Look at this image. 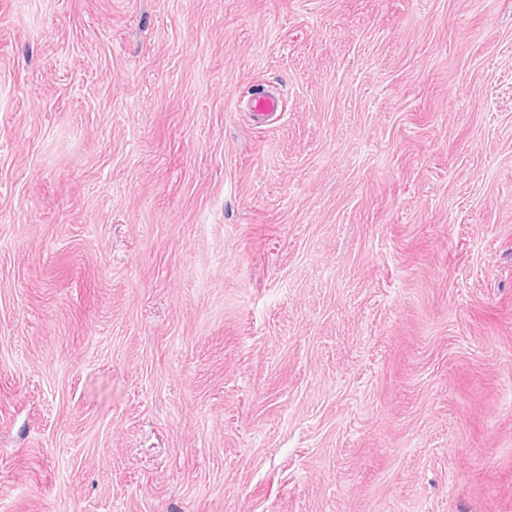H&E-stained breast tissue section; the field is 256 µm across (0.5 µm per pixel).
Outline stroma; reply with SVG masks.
<instances>
[{"mask_svg":"<svg viewBox=\"0 0 512 512\" xmlns=\"http://www.w3.org/2000/svg\"><path fill=\"white\" fill-rule=\"evenodd\" d=\"M0 512H512V0H0Z\"/></svg>","mask_w":512,"mask_h":512,"instance_id":"1","label":"stroma"}]
</instances>
